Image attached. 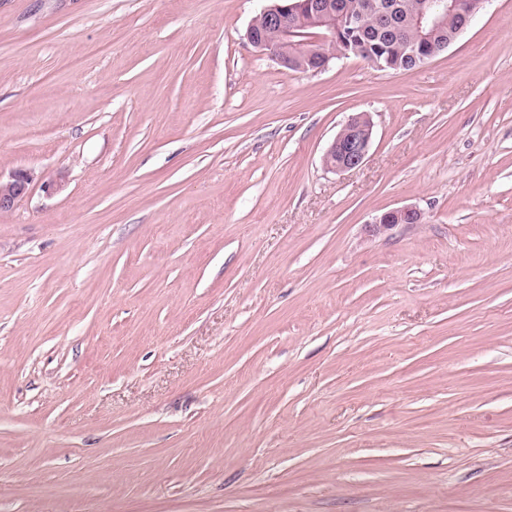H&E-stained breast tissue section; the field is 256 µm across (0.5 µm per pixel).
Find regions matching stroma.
<instances>
[{"mask_svg": "<svg viewBox=\"0 0 512 512\" xmlns=\"http://www.w3.org/2000/svg\"><path fill=\"white\" fill-rule=\"evenodd\" d=\"M267 3L0 0V512H512V0L319 73ZM372 127L366 114L352 116L327 149L323 157L326 168L333 172H344L360 166L369 153ZM32 180L31 173L25 169L14 170L7 178L0 173V213L10 211L27 195ZM421 219L422 213L416 208H395L375 217L367 228L372 236H377L389 233L400 224H417Z\"/></svg>", "mask_w": 512, "mask_h": 512, "instance_id": "35a3bbf8", "label": "stroma"}]
</instances>
